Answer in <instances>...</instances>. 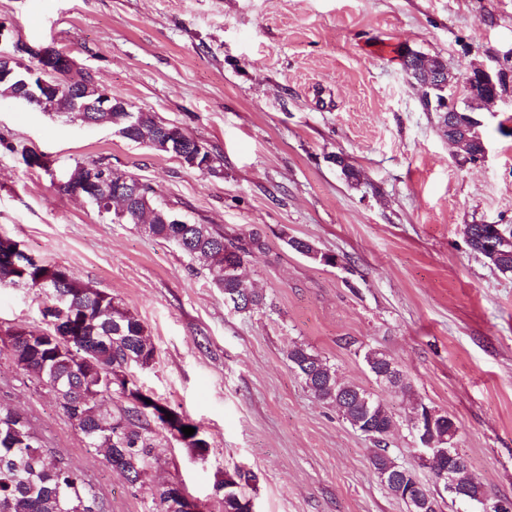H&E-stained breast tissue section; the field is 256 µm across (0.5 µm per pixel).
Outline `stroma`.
<instances>
[{"label":"stroma","mask_w":512,"mask_h":512,"mask_svg":"<svg viewBox=\"0 0 512 512\" xmlns=\"http://www.w3.org/2000/svg\"><path fill=\"white\" fill-rule=\"evenodd\" d=\"M0 25L1 49H56L223 159L222 176L205 175L110 125L0 97V235L140 319L154 359L135 369L139 386L210 445L201 460L158 430V457L130 487L0 344V406L68 453L107 512H151L167 481L224 512L214 484L237 470L253 476L255 512H407L369 440L290 368L295 343L387 403L398 422L389 448L426 487L435 478L405 422L420 404L453 417L469 473L512 499V278L464 234L512 226V104L477 112L487 152L461 162L400 58L436 56L460 78L512 67V0H0ZM26 150L48 168L26 166ZM103 157L193 222L259 236L243 273L262 308L235 311L176 244L61 190L70 167ZM288 236L336 265L292 251ZM43 308L39 292L0 288V326H43ZM368 348L395 363L410 395L375 381Z\"/></svg>","instance_id":"obj_1"}]
</instances>
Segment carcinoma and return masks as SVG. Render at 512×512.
Listing matches in <instances>:
<instances>
[{"label":"carcinoma","instance_id":"carcinoma-1","mask_svg":"<svg viewBox=\"0 0 512 512\" xmlns=\"http://www.w3.org/2000/svg\"><path fill=\"white\" fill-rule=\"evenodd\" d=\"M424 55L406 50L401 55L404 72L420 68ZM58 89L43 95L34 107L44 112L69 116L75 113V103L70 88L75 87L85 102L101 97L102 91L89 76L78 80H57ZM110 112L92 113L95 123H109L117 133L129 141L159 147L164 130L169 125L156 119L150 112L135 110L136 126L128 129L126 111L134 106L124 98L114 95L109 101ZM461 125L471 148H476L481 135L478 125L461 113ZM134 176L103 159L76 163L66 174L63 189L68 194L82 197L96 193L98 212L112 215L120 224H133L117 203H108L106 195L120 181ZM142 191L134 202L139 211L141 230L148 236L175 243L184 253L196 260L207 271L212 285L224 292V299L238 300L239 309L250 311L264 304L263 295L245 280L240 271L233 269L229 253L240 255L244 264L252 250L262 247L252 238L245 243L240 238H228L224 231L211 224L185 221L172 223L175 211L159 203L154 190L141 183ZM471 248L483 255L502 275L512 276V231L496 234L489 224L469 225ZM49 271V265L17 271L7 258H0V287H13L19 281L29 287ZM47 302L43 317L53 318L51 307L61 306L65 316L80 329V337L70 342L57 334L52 323L47 327H14L15 343L10 356L17 370L33 378L53 394L64 415L82 435L87 448H136V453L121 464L130 486L142 482L147 466L154 458L155 439L150 423L136 405L121 409L117 414L104 406L112 400V389L105 385L109 371L126 372L132 366L149 367L154 348L145 327L133 314L114 299L81 283L65 267H55L53 279L44 289ZM287 359L291 368L304 385L320 401L336 407L342 418L355 430L362 431L372 442L370 457L373 468L399 477L405 466L391 453L387 438L397 426L389 408L373 393L356 385L342 382L336 369L302 344L288 348ZM364 361L375 380L397 394L410 395V386L403 374L396 380L380 375V369L389 358L375 349H367ZM184 425L195 428L189 437L180 442L193 452L209 449V443L198 425L187 420ZM457 431L454 420L446 414H436L434 432L441 446L448 447ZM253 475L237 470L224 474L216 483L222 492L224 512H244L246 495L243 485L249 484ZM461 501H474L487 497V492L477 478L470 476L463 485ZM91 491L82 472L61 453L45 445L29 418L20 413L0 409V512H78L80 495Z\"/></svg>","mask_w":512,"mask_h":512}]
</instances>
